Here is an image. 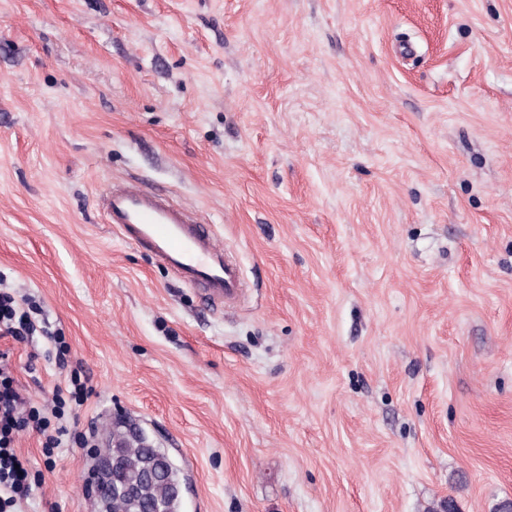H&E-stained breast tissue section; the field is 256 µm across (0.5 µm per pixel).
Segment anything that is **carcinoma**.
<instances>
[{"label": "carcinoma", "instance_id": "carcinoma-1", "mask_svg": "<svg viewBox=\"0 0 512 512\" xmlns=\"http://www.w3.org/2000/svg\"><path fill=\"white\" fill-rule=\"evenodd\" d=\"M110 439L112 452L121 456L124 479L135 493H127L121 485L107 487L102 512H180L183 481L167 454L123 421L112 425Z\"/></svg>", "mask_w": 512, "mask_h": 512}]
</instances>
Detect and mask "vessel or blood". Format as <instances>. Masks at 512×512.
I'll return each mask as SVG.
<instances>
[{"label": "vessel or blood", "mask_w": 512, "mask_h": 512, "mask_svg": "<svg viewBox=\"0 0 512 512\" xmlns=\"http://www.w3.org/2000/svg\"><path fill=\"white\" fill-rule=\"evenodd\" d=\"M108 223L147 249L183 282L213 302L237 300L244 288L235 261L187 208L134 183L110 187L101 197Z\"/></svg>", "instance_id": "1"}]
</instances>
